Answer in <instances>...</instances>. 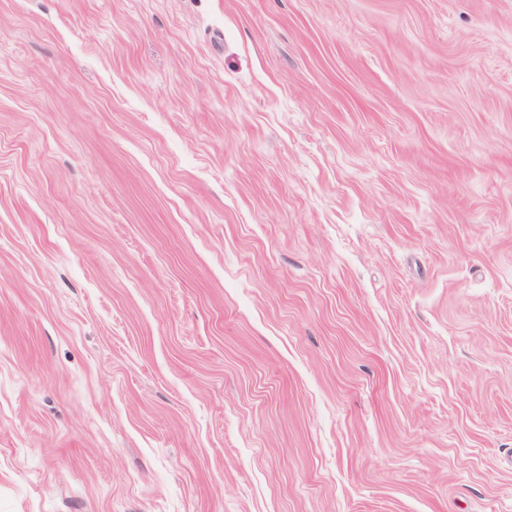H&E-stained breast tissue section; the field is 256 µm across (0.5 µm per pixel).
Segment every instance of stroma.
<instances>
[{"mask_svg":"<svg viewBox=\"0 0 512 512\" xmlns=\"http://www.w3.org/2000/svg\"><path fill=\"white\" fill-rule=\"evenodd\" d=\"M0 512H512V0H0Z\"/></svg>","mask_w":512,"mask_h":512,"instance_id":"stroma-1","label":"stroma"}]
</instances>
